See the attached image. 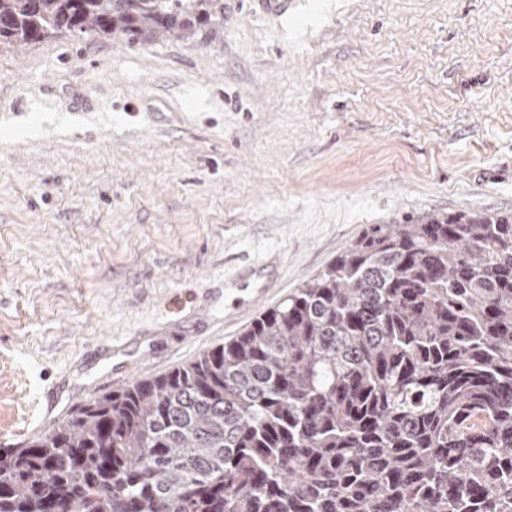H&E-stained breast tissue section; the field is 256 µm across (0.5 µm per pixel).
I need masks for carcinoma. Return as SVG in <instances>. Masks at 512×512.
I'll use <instances>...</instances> for the list:
<instances>
[{
  "instance_id": "carcinoma-1",
  "label": "carcinoma",
  "mask_w": 512,
  "mask_h": 512,
  "mask_svg": "<svg viewBox=\"0 0 512 512\" xmlns=\"http://www.w3.org/2000/svg\"><path fill=\"white\" fill-rule=\"evenodd\" d=\"M224 0H0V42ZM0 512H512V213L363 235L235 340L0 448Z\"/></svg>"
}]
</instances>
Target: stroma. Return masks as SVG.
<instances>
[{"label":"stroma","mask_w":512,"mask_h":512,"mask_svg":"<svg viewBox=\"0 0 512 512\" xmlns=\"http://www.w3.org/2000/svg\"><path fill=\"white\" fill-rule=\"evenodd\" d=\"M469 210L512 212V0L0 44V446L235 338L368 225Z\"/></svg>","instance_id":"stroma-1"}]
</instances>
